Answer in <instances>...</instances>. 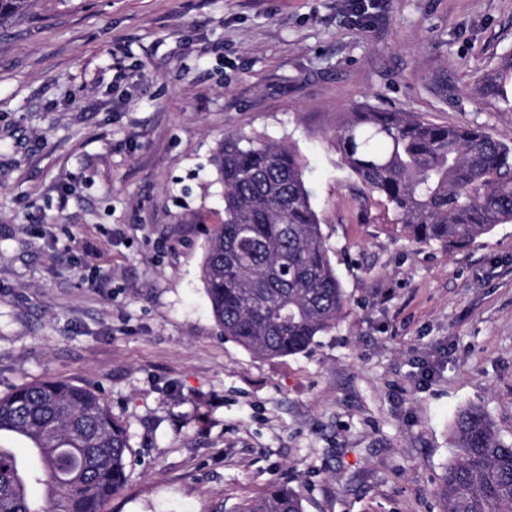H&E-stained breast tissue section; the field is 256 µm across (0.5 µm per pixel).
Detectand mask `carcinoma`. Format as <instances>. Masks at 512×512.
Instances as JSON below:
<instances>
[{
	"instance_id": "carcinoma-1",
	"label": "carcinoma",
	"mask_w": 512,
	"mask_h": 512,
	"mask_svg": "<svg viewBox=\"0 0 512 512\" xmlns=\"http://www.w3.org/2000/svg\"><path fill=\"white\" fill-rule=\"evenodd\" d=\"M27 0H0V20ZM342 165L391 206L410 240L448 251L512 223V143L410 112H352L336 130ZM224 220L209 231L202 281L224 338L261 358L306 350L336 327L346 295L331 264L294 146L231 136L216 157ZM31 442L35 463L0 446V512H102L135 465L103 395L39 381L0 396V432ZM439 487L442 512H512V442L477 406L462 409ZM39 485V497L30 493ZM239 512H305L302 487L270 485Z\"/></svg>"
}]
</instances>
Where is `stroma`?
<instances>
[{
    "label": "stroma",
    "instance_id": "35a3bbf8",
    "mask_svg": "<svg viewBox=\"0 0 512 512\" xmlns=\"http://www.w3.org/2000/svg\"><path fill=\"white\" fill-rule=\"evenodd\" d=\"M512 0H30L0 22V395L101 391L104 512H440L459 410L512 440V223L408 240L333 145L352 112L512 139ZM497 73V93L478 81ZM293 144L348 303L305 351L225 340L201 278L225 137ZM302 487L280 482L260 498L243 504L239 512H305Z\"/></svg>",
    "mask_w": 512,
    "mask_h": 512
}]
</instances>
